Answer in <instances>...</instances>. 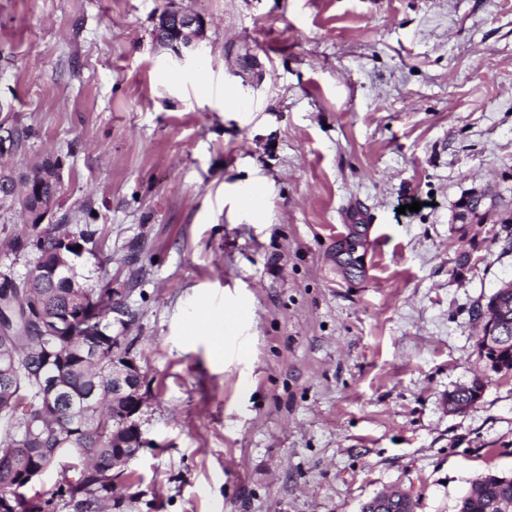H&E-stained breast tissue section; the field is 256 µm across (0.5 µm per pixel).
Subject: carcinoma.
<instances>
[{"label": "carcinoma", "mask_w": 512, "mask_h": 512, "mask_svg": "<svg viewBox=\"0 0 512 512\" xmlns=\"http://www.w3.org/2000/svg\"><path fill=\"white\" fill-rule=\"evenodd\" d=\"M61 166L60 158L44 157L28 171L34 178L42 179L43 193L47 197L59 193L60 178L54 171ZM97 233L98 230L89 224L75 231L66 224L41 227L25 224L12 237L10 247L15 252L33 254V262L42 265L57 258V241L62 235L69 234L87 245L94 243ZM74 279V269L61 268L44 287L31 292L27 301L44 313L63 316ZM80 291L88 307L95 311L94 326L112 331V289L82 287ZM92 327L82 329L66 324L60 329V335L53 338L60 364L67 367L60 375L59 383L61 392L72 399L70 408L62 407L56 412L44 405L38 385L27 375L31 357L29 349L23 346L15 350L14 387L7 392L0 385V421H19L15 430L0 440V497L13 498V512H46L49 502L35 495L28 498L20 492L24 485L19 474L31 465L43 464L51 468L63 457L81 462L76 468L75 479L66 482L64 492L76 500L83 512H104L112 502V489H105L101 495L95 494L84 478V467L88 463L106 467L112 460L113 451L121 446L136 450L142 447V439L131 430L113 434L120 422L112 416L115 412L112 370L101 372L85 360L88 355L85 342L92 335ZM27 418L35 422L31 431L22 428ZM509 502L512 503V481L488 480L482 485L473 483L471 489L459 498L456 508L457 512H498L497 505Z\"/></svg>", "instance_id": "1"}]
</instances>
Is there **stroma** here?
I'll return each instance as SVG.
<instances>
[{
	"instance_id": "obj_1",
	"label": "stroma",
	"mask_w": 512,
	"mask_h": 512,
	"mask_svg": "<svg viewBox=\"0 0 512 512\" xmlns=\"http://www.w3.org/2000/svg\"><path fill=\"white\" fill-rule=\"evenodd\" d=\"M171 3L205 17L201 61L155 44ZM1 121L28 132L12 162L61 158L55 221L98 228L80 281L111 287L143 375L119 512H360L390 489L456 512L512 473V373L471 316L512 279V0H0ZM479 186L496 215L456 224ZM22 224L0 214L17 280ZM74 477L65 459L32 489L75 512Z\"/></svg>"
}]
</instances>
